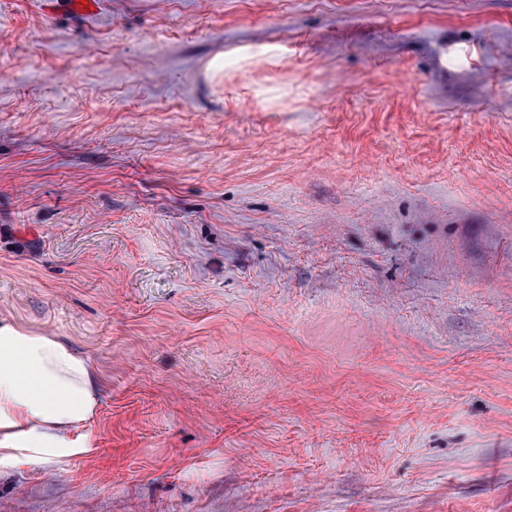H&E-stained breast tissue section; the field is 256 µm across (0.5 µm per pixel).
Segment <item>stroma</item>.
Returning <instances> with one entry per match:
<instances>
[{"mask_svg":"<svg viewBox=\"0 0 512 512\" xmlns=\"http://www.w3.org/2000/svg\"><path fill=\"white\" fill-rule=\"evenodd\" d=\"M0 0V319L102 376L0 512H512V0Z\"/></svg>","mask_w":512,"mask_h":512,"instance_id":"35a3bbf8","label":"stroma"}]
</instances>
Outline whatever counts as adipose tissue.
I'll return each mask as SVG.
<instances>
[{
    "instance_id": "ef3b65f1",
    "label": "adipose tissue",
    "mask_w": 512,
    "mask_h": 512,
    "mask_svg": "<svg viewBox=\"0 0 512 512\" xmlns=\"http://www.w3.org/2000/svg\"><path fill=\"white\" fill-rule=\"evenodd\" d=\"M98 403L86 357L57 337L0 321V456L21 448L71 451Z\"/></svg>"
}]
</instances>
